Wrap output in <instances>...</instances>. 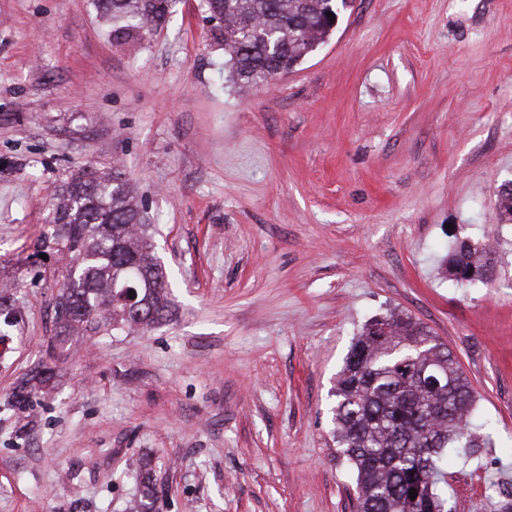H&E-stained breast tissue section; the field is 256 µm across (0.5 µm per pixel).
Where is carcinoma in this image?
I'll return each mask as SVG.
<instances>
[{
  "label": "carcinoma",
  "instance_id": "obj_1",
  "mask_svg": "<svg viewBox=\"0 0 512 512\" xmlns=\"http://www.w3.org/2000/svg\"><path fill=\"white\" fill-rule=\"evenodd\" d=\"M346 0H203L225 64L241 85L286 72L326 41L327 14ZM111 21L110 37L127 40L168 22L176 0H97ZM53 230L44 243L71 262L55 303L54 340L90 329L144 330L170 312L165 272L149 225L123 173L84 169L55 197ZM459 283L492 271L486 248L463 239L447 257ZM128 282L138 299H114ZM18 322L16 306L0 296V323ZM334 437L356 472L358 512H450L444 460L489 448L493 433L476 436L469 423L473 390L459 364L424 326L392 314L368 323L357 338L334 389ZM142 499L132 512H148L157 487L141 477ZM416 498L409 496L410 490Z\"/></svg>",
  "mask_w": 512,
  "mask_h": 512
}]
</instances>
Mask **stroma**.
<instances>
[{
	"mask_svg": "<svg viewBox=\"0 0 512 512\" xmlns=\"http://www.w3.org/2000/svg\"><path fill=\"white\" fill-rule=\"evenodd\" d=\"M201 0L135 40L93 0H0V512H358L331 391L367 323L444 343L493 447L449 456L448 504L512 502V0H353L327 41L242 88ZM134 185L168 317L49 349L69 269L52 199L85 167ZM494 241L489 280L442 268ZM50 367L26 406L22 380Z\"/></svg>",
	"mask_w": 512,
	"mask_h": 512,
	"instance_id": "35a3bbf8",
	"label": "stroma"
}]
</instances>
